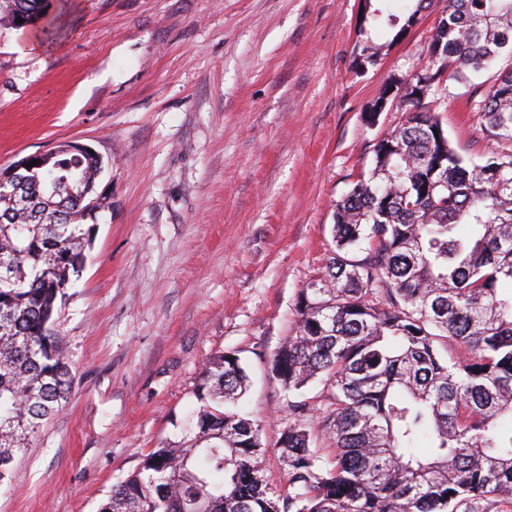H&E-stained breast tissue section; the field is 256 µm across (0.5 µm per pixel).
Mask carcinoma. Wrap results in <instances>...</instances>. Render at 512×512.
<instances>
[{
  "mask_svg": "<svg viewBox=\"0 0 512 512\" xmlns=\"http://www.w3.org/2000/svg\"><path fill=\"white\" fill-rule=\"evenodd\" d=\"M362 0L354 63L374 62L372 32L412 27ZM49 0H0V26L51 22ZM23 22H17V19ZM512 53V0H446L428 62L410 81L419 111L373 146V167L336 205L334 249L298 292L272 360L293 393L277 452L288 491L263 478L261 429L235 405L248 376L235 353L202 372L209 403L188 447L161 445L112 487L98 512H509L512 507V154L467 164L426 99L449 65L484 68ZM486 129L512 141V74L484 91ZM94 152L60 154L0 192V484L73 383L51 320L90 242L78 186ZM467 356L450 361L448 340Z\"/></svg>",
  "mask_w": 512,
  "mask_h": 512,
  "instance_id": "cac0c4a2",
  "label": "carcinoma"
}]
</instances>
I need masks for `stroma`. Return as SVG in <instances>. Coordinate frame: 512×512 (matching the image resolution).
Returning <instances> with one entry per match:
<instances>
[{"instance_id":"35a3bbf8","label":"stroma","mask_w":512,"mask_h":512,"mask_svg":"<svg viewBox=\"0 0 512 512\" xmlns=\"http://www.w3.org/2000/svg\"><path fill=\"white\" fill-rule=\"evenodd\" d=\"M360 5L53 0L35 52L0 28V165L74 140L102 157L106 198L54 314L71 392L0 484V512H97L151 448L191 444L202 372L233 351L264 479L286 490L272 358L299 290L324 272L337 203L404 118L378 97L426 62L444 2L403 36L373 31L380 59L356 69ZM510 71L508 56L452 66L430 97L474 163L512 151L480 117L485 85Z\"/></svg>"}]
</instances>
